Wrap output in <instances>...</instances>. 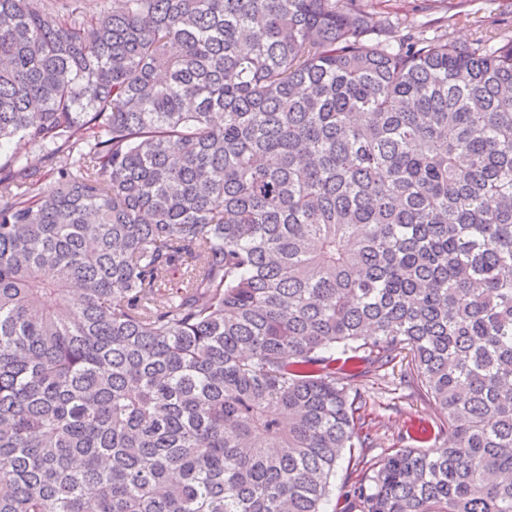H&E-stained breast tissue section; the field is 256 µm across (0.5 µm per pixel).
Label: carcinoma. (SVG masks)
<instances>
[{
    "label": "carcinoma",
    "mask_w": 512,
    "mask_h": 512,
    "mask_svg": "<svg viewBox=\"0 0 512 512\" xmlns=\"http://www.w3.org/2000/svg\"><path fill=\"white\" fill-rule=\"evenodd\" d=\"M14 139L0 512H351L338 461L375 443L344 381L402 355L440 417L359 460L362 512H512L511 38L0 0Z\"/></svg>",
    "instance_id": "1"
}]
</instances>
